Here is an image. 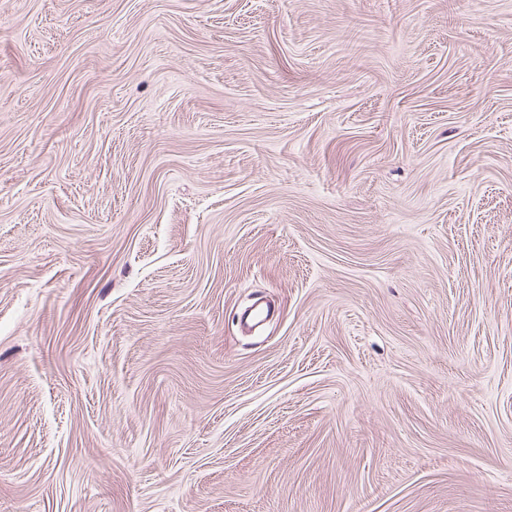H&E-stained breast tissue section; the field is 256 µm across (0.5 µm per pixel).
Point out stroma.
Listing matches in <instances>:
<instances>
[{
	"label": "stroma",
	"instance_id": "obj_1",
	"mask_svg": "<svg viewBox=\"0 0 512 512\" xmlns=\"http://www.w3.org/2000/svg\"><path fill=\"white\" fill-rule=\"evenodd\" d=\"M0 512H512V0H0Z\"/></svg>",
	"mask_w": 512,
	"mask_h": 512
}]
</instances>
